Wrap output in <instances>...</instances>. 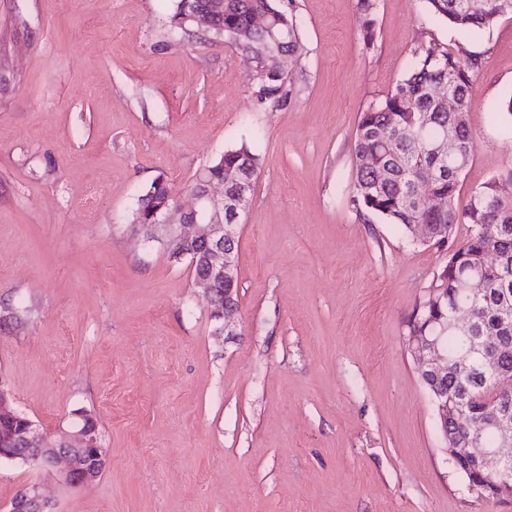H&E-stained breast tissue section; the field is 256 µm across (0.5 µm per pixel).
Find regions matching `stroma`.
Here are the masks:
<instances>
[{
  "label": "stroma",
  "instance_id": "obj_1",
  "mask_svg": "<svg viewBox=\"0 0 512 512\" xmlns=\"http://www.w3.org/2000/svg\"><path fill=\"white\" fill-rule=\"evenodd\" d=\"M175 0H0V379L44 432L77 409L108 463L45 483L55 512H512L445 451L403 321L443 251L353 202L360 112L438 42L479 58L460 195L512 170V13L454 31L424 0H293L288 104L233 49L171 28ZM260 158L238 227L239 324L219 334L187 263L134 233L158 175ZM357 12L359 13V32L366 47L374 44L373 20L371 17L377 11V0H356Z\"/></svg>",
  "mask_w": 512,
  "mask_h": 512
}]
</instances>
